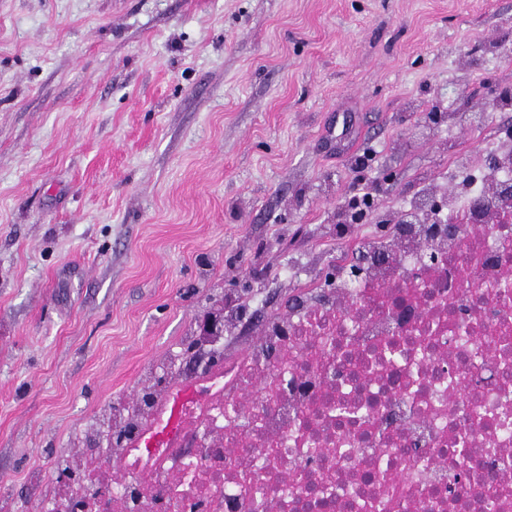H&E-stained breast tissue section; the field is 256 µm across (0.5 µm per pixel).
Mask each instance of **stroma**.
<instances>
[{
  "instance_id": "obj_1",
  "label": "stroma",
  "mask_w": 512,
  "mask_h": 512,
  "mask_svg": "<svg viewBox=\"0 0 512 512\" xmlns=\"http://www.w3.org/2000/svg\"><path fill=\"white\" fill-rule=\"evenodd\" d=\"M492 84L512 0H0V512H42L209 301L283 311L351 196L485 166Z\"/></svg>"
}]
</instances>
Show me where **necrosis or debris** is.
<instances>
[{"label":"necrosis or debris","instance_id":"4bbe7bcc","mask_svg":"<svg viewBox=\"0 0 512 512\" xmlns=\"http://www.w3.org/2000/svg\"><path fill=\"white\" fill-rule=\"evenodd\" d=\"M510 176L512 151L475 173L488 207L444 199L454 236L433 231L423 205L411 232L354 241L360 281H308L259 343L201 371L167 446L135 444L167 409L165 389L80 471L121 486L113 512H385L390 500L395 512H490L489 493L512 499ZM452 440L475 451L453 495Z\"/></svg>","mask_w":512,"mask_h":512}]
</instances>
